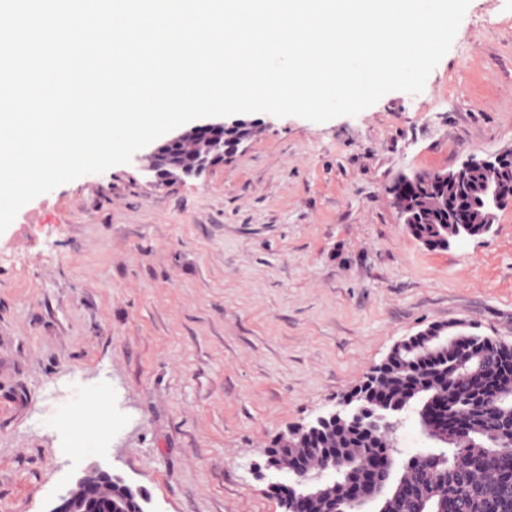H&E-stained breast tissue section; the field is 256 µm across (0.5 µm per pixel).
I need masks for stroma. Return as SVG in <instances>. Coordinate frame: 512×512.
Segmentation results:
<instances>
[{
  "label": "stroma",
  "mask_w": 512,
  "mask_h": 512,
  "mask_svg": "<svg viewBox=\"0 0 512 512\" xmlns=\"http://www.w3.org/2000/svg\"><path fill=\"white\" fill-rule=\"evenodd\" d=\"M249 119L201 178L135 158L0 233V512H50L94 466L146 512H282L254 464L395 343L460 321L512 343V208L431 250L389 192L512 149V0H470L420 93Z\"/></svg>",
  "instance_id": "1"
}]
</instances>
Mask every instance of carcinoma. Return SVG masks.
Returning <instances> with one entry per match:
<instances>
[{"instance_id": "carcinoma-1", "label": "carcinoma", "mask_w": 512, "mask_h": 512, "mask_svg": "<svg viewBox=\"0 0 512 512\" xmlns=\"http://www.w3.org/2000/svg\"><path fill=\"white\" fill-rule=\"evenodd\" d=\"M222 150L204 137L192 136L173 147L176 166L192 168L201 150ZM485 174L468 182L473 216L470 235L486 232L478 223L485 211L479 203V184ZM448 185L421 193L407 204V216L418 223L407 232L431 249L458 237L463 229L447 223L438 202ZM448 334L411 336L395 349L360 405L400 421L405 412L417 414L423 434L438 445L397 464L392 449L397 431L382 433L348 423L297 435L288 433L271 444L276 470L288 473L296 485L304 472L323 473V479L301 502L279 499L283 512H362L368 501L359 491L370 483L372 465L386 477L373 500L378 512H512V344L491 336H472L459 324L438 327Z\"/></svg>"}]
</instances>
